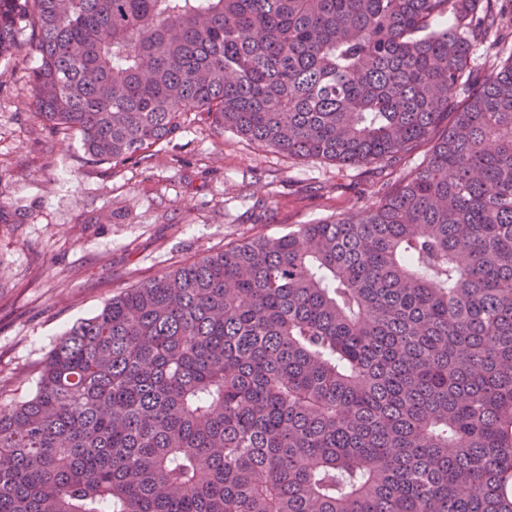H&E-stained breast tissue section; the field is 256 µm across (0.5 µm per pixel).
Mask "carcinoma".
Wrapping results in <instances>:
<instances>
[{"label":"carcinoma","instance_id":"obj_1","mask_svg":"<svg viewBox=\"0 0 512 512\" xmlns=\"http://www.w3.org/2000/svg\"><path fill=\"white\" fill-rule=\"evenodd\" d=\"M512 0H0L33 106L114 166L193 112L428 160L72 325L0 408V512H512ZM491 74L467 82L475 48Z\"/></svg>","mask_w":512,"mask_h":512}]
</instances>
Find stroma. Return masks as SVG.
Instances as JSON below:
<instances>
[{"instance_id": "stroma-1", "label": "stroma", "mask_w": 512, "mask_h": 512, "mask_svg": "<svg viewBox=\"0 0 512 512\" xmlns=\"http://www.w3.org/2000/svg\"><path fill=\"white\" fill-rule=\"evenodd\" d=\"M36 60H0V405L30 397L61 333L126 288L258 234L378 200L403 168L292 159L186 123L151 166L97 164L33 116Z\"/></svg>"}]
</instances>
